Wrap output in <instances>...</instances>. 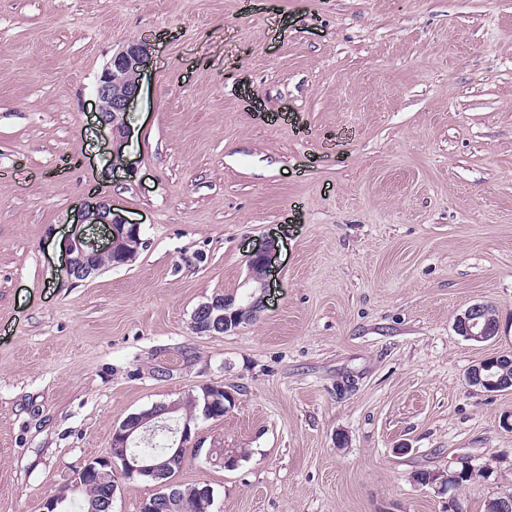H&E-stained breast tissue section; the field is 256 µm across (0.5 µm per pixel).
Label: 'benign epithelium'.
<instances>
[{"label":"benign epithelium","instance_id":"benign-epithelium-1","mask_svg":"<svg viewBox=\"0 0 512 512\" xmlns=\"http://www.w3.org/2000/svg\"><path fill=\"white\" fill-rule=\"evenodd\" d=\"M151 54L150 44L144 41H131L115 53L104 68L97 85L98 125L109 132L112 145V160L122 161L128 128L126 113L137 101L141 91L144 68ZM115 78L124 81L123 95L112 96V82ZM100 225L107 233V243L98 244L87 233V226ZM141 244L140 227L128 222L115 213L112 203L98 200L83 204L77 211L72 229L64 241L66 256L65 273L67 278L84 281L102 270L99 259L112 257V266L125 263L131 246ZM275 252V241L267 240L263 246L254 251L249 259V280L259 289L267 287V269L271 255ZM491 306L475 303L469 306L455 323L457 333L476 342H487L495 334L491 328ZM237 325L236 312L229 311L224 297H215L198 306L192 318V330L196 334H222ZM496 366L495 358H488L469 371L468 382H478L489 387L501 386V379L492 372ZM204 409L224 403V398L232 395L222 385L202 384ZM178 404L159 402L150 411L135 413L112 429V440L106 455L87 462L74 473L71 484L65 490L52 495L43 502V512H59L58 507L67 501L68 493L82 489L85 481L91 479L110 488L117 487L115 482L116 467H121V474L128 480L140 477H152L158 481L163 492L158 494L157 502L147 505V510L157 512H181L182 503L179 495L166 491L171 482L166 476L172 471V462L185 457L186 453L197 448L198 423L189 420H177L173 413ZM170 431V448L165 457L158 458L142 454L134 445L155 434L158 430Z\"/></svg>","mask_w":512,"mask_h":512}]
</instances>
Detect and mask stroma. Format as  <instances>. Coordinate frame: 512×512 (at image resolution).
Instances as JSON below:
<instances>
[{
	"instance_id": "stroma-1",
	"label": "stroma",
	"mask_w": 512,
	"mask_h": 512,
	"mask_svg": "<svg viewBox=\"0 0 512 512\" xmlns=\"http://www.w3.org/2000/svg\"><path fill=\"white\" fill-rule=\"evenodd\" d=\"M151 45L121 165L97 79ZM101 198L139 224L80 283L60 242ZM265 307L244 305L267 238ZM491 305L477 343L455 319ZM512 0H0V512H42L112 429L200 385L176 484L212 512H450L421 470L469 460L461 512L512 494ZM236 466L207 462L212 446ZM275 247V241L270 238L263 244V246L254 251L250 256L248 279L256 284L255 288L263 290L267 287V269L269 267L271 255L276 250ZM226 301L223 296H220L199 305L192 318L193 332L200 335H214L235 327L238 323L236 314L243 309L228 314L226 310H229L230 304H227ZM496 357L485 359L479 362L477 365H474L473 368L469 371L467 375V381L471 386V382H478L479 384H486L489 387H502L501 379H494L495 374L492 371L493 367L498 365L495 361ZM512 357H505L501 359L500 367H496L493 369L494 372L497 373V377L503 375L504 380L507 381L508 385L502 389L498 390H488L489 392L498 393L503 392L504 390L512 389L511 380H512ZM479 387V386H475Z\"/></svg>"
}]
</instances>
